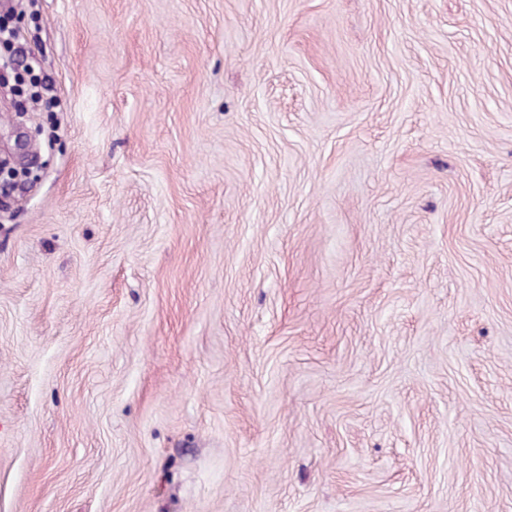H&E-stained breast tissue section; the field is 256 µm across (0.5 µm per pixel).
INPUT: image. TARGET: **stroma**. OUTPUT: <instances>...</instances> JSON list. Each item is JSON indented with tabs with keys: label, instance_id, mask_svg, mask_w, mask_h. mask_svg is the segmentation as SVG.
Here are the masks:
<instances>
[{
	"label": "stroma",
	"instance_id": "1",
	"mask_svg": "<svg viewBox=\"0 0 512 512\" xmlns=\"http://www.w3.org/2000/svg\"><path fill=\"white\" fill-rule=\"evenodd\" d=\"M0 512H512V0H14Z\"/></svg>",
	"mask_w": 512,
	"mask_h": 512
}]
</instances>
